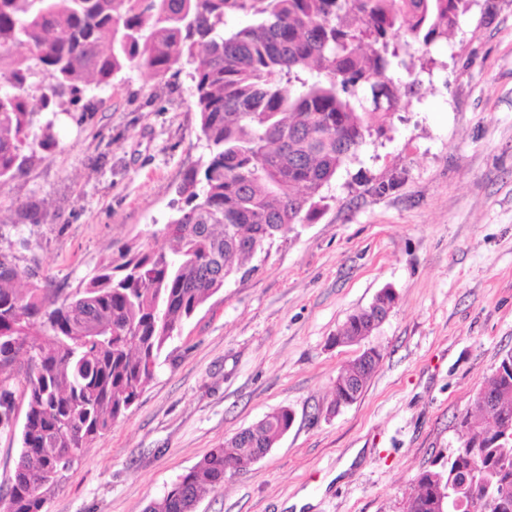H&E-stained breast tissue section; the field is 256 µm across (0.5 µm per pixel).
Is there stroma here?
Returning <instances> with one entry per match:
<instances>
[{
    "mask_svg": "<svg viewBox=\"0 0 512 512\" xmlns=\"http://www.w3.org/2000/svg\"><path fill=\"white\" fill-rule=\"evenodd\" d=\"M414 83L384 135L325 188V207L257 255L185 321L127 416L45 494L46 512H144L212 449L273 410L288 432L226 475L195 512H404L414 479L446 463L456 424L512 353V0H471L453 37L406 47ZM189 67L159 84L122 71L87 111L37 113L58 141L0 189V249L36 258L68 293L124 243L165 247L185 172L208 157ZM393 182L376 193L379 182ZM31 204L44 223L26 217ZM397 302L364 342H333L383 289ZM382 361L330 411L340 369ZM28 370L7 381L0 495L21 452Z\"/></svg>",
    "mask_w": 512,
    "mask_h": 512,
    "instance_id": "35a3bbf8",
    "label": "stroma"
}]
</instances>
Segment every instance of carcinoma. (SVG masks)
I'll list each match as a JSON object with an SVG mask.
<instances>
[{"instance_id": "obj_1", "label": "carcinoma", "mask_w": 512, "mask_h": 512, "mask_svg": "<svg viewBox=\"0 0 512 512\" xmlns=\"http://www.w3.org/2000/svg\"><path fill=\"white\" fill-rule=\"evenodd\" d=\"M470 0H0V187L23 170L34 112H67L82 93L129 66L161 80L192 66L200 133L210 153L177 187L159 232L167 249L119 248L61 295L40 285L26 258L0 250V374L28 356L21 453L6 512H44L58 484L124 418L153 380L166 343L265 245L312 219L322 189L366 138L383 135L412 85L386 76L400 37L428 48L446 39ZM251 22L227 30V19ZM24 46L28 54H17ZM49 73L48 86L33 81ZM251 234L253 250L235 247ZM375 309L349 316L335 342L369 336ZM353 360L331 410L367 384ZM478 415L448 465L416 477L406 512H441L463 498L482 512L492 494L512 512V373L493 372L474 397ZM13 423V392L0 386V427ZM293 423L280 408L244 428L179 476L145 512H193Z\"/></svg>"}]
</instances>
